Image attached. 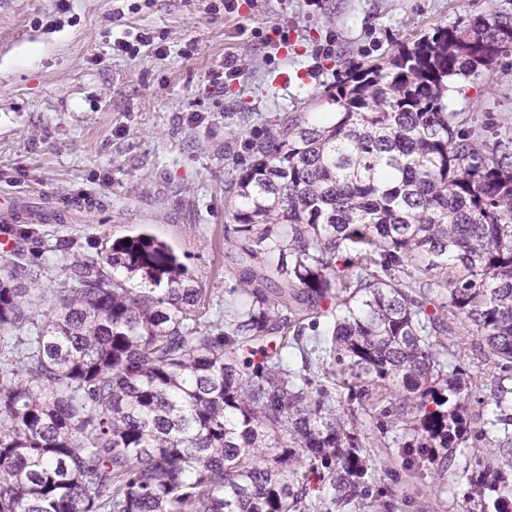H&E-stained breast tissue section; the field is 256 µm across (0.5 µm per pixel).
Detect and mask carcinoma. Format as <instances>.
I'll use <instances>...</instances> for the list:
<instances>
[{"label":"carcinoma","mask_w":512,"mask_h":512,"mask_svg":"<svg viewBox=\"0 0 512 512\" xmlns=\"http://www.w3.org/2000/svg\"><path fill=\"white\" fill-rule=\"evenodd\" d=\"M509 52L512 14L437 28L348 64L319 117L254 144L227 190L239 283L216 320L150 234L45 292L20 230L0 262V512H314L313 481L361 506L374 464L316 371L413 405L404 447L447 460L471 426L440 337L462 319L512 367V153L460 129L445 94ZM510 411L502 387L484 475L512 463L490 437Z\"/></svg>","instance_id":"carcinoma-1"}]
</instances>
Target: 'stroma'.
Segmentation results:
<instances>
[{
	"label": "stroma",
	"instance_id": "1",
	"mask_svg": "<svg viewBox=\"0 0 512 512\" xmlns=\"http://www.w3.org/2000/svg\"><path fill=\"white\" fill-rule=\"evenodd\" d=\"M222 3L68 0L62 11L58 0H19L0 12V193L62 216L28 227L40 287L62 264L145 231L224 307L236 285L226 188L249 143L285 115L320 112L345 62H377L436 28L512 13V0H235L231 12ZM141 32L152 48L134 59L114 51ZM230 53L241 74L214 86ZM447 103L478 139H512V53L452 82ZM446 343L470 380L465 401L480 429L495 393L483 343L465 332ZM313 385L350 416L376 464L368 497L389 512H491L484 500L512 498V470L476 497L484 445L454 449L437 473L405 454L404 419L366 379L347 390L321 375Z\"/></svg>",
	"mask_w": 512,
	"mask_h": 512
}]
</instances>
